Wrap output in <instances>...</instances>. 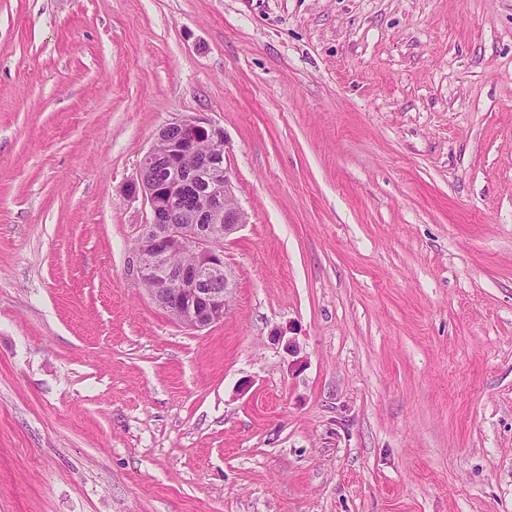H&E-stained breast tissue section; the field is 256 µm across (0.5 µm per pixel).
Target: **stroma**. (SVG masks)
Returning a JSON list of instances; mask_svg holds the SVG:
<instances>
[{
  "instance_id": "stroma-1",
  "label": "stroma",
  "mask_w": 512,
  "mask_h": 512,
  "mask_svg": "<svg viewBox=\"0 0 512 512\" xmlns=\"http://www.w3.org/2000/svg\"><path fill=\"white\" fill-rule=\"evenodd\" d=\"M187 116L201 330L128 273ZM0 512H512V0H0ZM216 145L224 147L222 153L213 150ZM225 148L224 129L211 120L189 117L168 123L127 188L149 208L128 272L160 309L193 329L223 321L236 288L224 262V240L248 217L234 194ZM160 157L166 159L163 165L157 163ZM194 182L204 184L198 204L187 209L194 201L189 195L186 208L177 206ZM174 256L181 261L175 257L173 262H180L172 263Z\"/></svg>"
}]
</instances>
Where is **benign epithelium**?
Returning a JSON list of instances; mask_svg holds the SVG:
<instances>
[{
  "instance_id": "7a95c632",
  "label": "benign epithelium",
  "mask_w": 512,
  "mask_h": 512,
  "mask_svg": "<svg viewBox=\"0 0 512 512\" xmlns=\"http://www.w3.org/2000/svg\"><path fill=\"white\" fill-rule=\"evenodd\" d=\"M224 128L203 117L163 126L127 191L142 197L149 220L140 226L128 272L173 320L204 329L224 320L236 288L224 262V240L245 223L234 194ZM204 184L198 204L177 205L187 187ZM179 256L181 261L172 262Z\"/></svg>"
}]
</instances>
